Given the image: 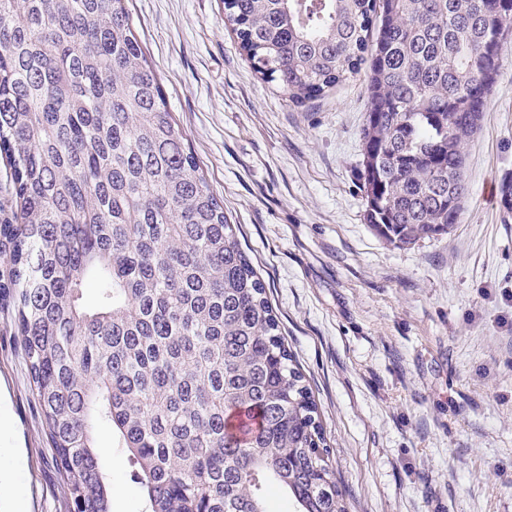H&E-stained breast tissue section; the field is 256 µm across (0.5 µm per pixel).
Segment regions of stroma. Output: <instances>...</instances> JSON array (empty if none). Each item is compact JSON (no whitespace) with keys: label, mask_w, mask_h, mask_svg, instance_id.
Listing matches in <instances>:
<instances>
[{"label":"stroma","mask_w":512,"mask_h":512,"mask_svg":"<svg viewBox=\"0 0 512 512\" xmlns=\"http://www.w3.org/2000/svg\"><path fill=\"white\" fill-rule=\"evenodd\" d=\"M185 144L262 278L318 405L348 512H512V30L447 233L364 220L365 74L296 104L241 51L224 0H122ZM112 512H142L98 433ZM0 512H71L0 288Z\"/></svg>","instance_id":"obj_1"}]
</instances>
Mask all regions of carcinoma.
<instances>
[{
	"label": "carcinoma",
	"instance_id": "cac0c4a2",
	"mask_svg": "<svg viewBox=\"0 0 512 512\" xmlns=\"http://www.w3.org/2000/svg\"><path fill=\"white\" fill-rule=\"evenodd\" d=\"M121 0H0V275L72 512H112L100 427L144 512H346L317 406ZM502 0H224L303 104L362 66L366 221L448 232L505 45ZM379 23L376 39L372 26Z\"/></svg>",
	"mask_w": 512,
	"mask_h": 512
}]
</instances>
